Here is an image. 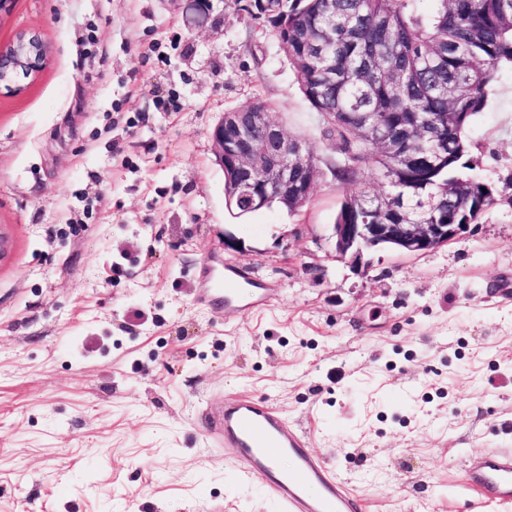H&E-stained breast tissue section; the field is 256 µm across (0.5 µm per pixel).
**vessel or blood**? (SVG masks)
Listing matches in <instances>:
<instances>
[{
	"mask_svg": "<svg viewBox=\"0 0 512 512\" xmlns=\"http://www.w3.org/2000/svg\"><path fill=\"white\" fill-rule=\"evenodd\" d=\"M205 302L212 307L239 302L253 278L226 267L223 282L202 271ZM203 429L240 471L264 488L282 512H365L363 501L345 489L332 466L310 453V436L275 411L265 399L242 397L202 412ZM466 494L486 506H512V450L466 460L458 476Z\"/></svg>",
	"mask_w": 512,
	"mask_h": 512,
	"instance_id": "obj_1",
	"label": "vessel or blood"
}]
</instances>
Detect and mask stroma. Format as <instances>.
<instances>
[{
	"mask_svg": "<svg viewBox=\"0 0 512 512\" xmlns=\"http://www.w3.org/2000/svg\"><path fill=\"white\" fill-rule=\"evenodd\" d=\"M25 33L49 58L0 90V512H281L204 435L205 403L241 395L309 430L369 512H472L463 462L512 449V68L468 132L496 204L437 250L356 262L332 226L359 184L225 206L226 111L267 100L338 155L234 0H12L0 50ZM228 264L269 308L205 305L200 268Z\"/></svg>",
	"mask_w": 512,
	"mask_h": 512,
	"instance_id": "35a3bbf8",
	"label": "stroma"
}]
</instances>
